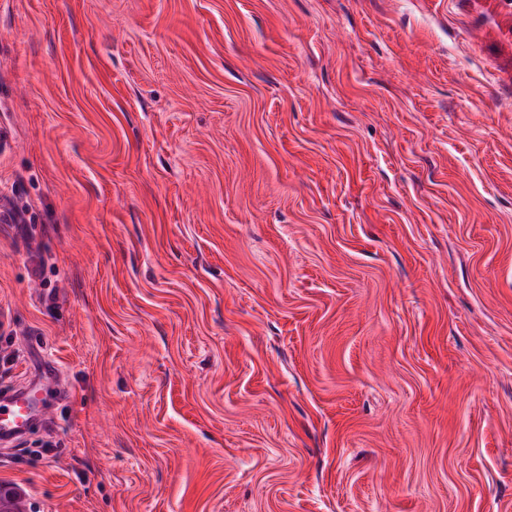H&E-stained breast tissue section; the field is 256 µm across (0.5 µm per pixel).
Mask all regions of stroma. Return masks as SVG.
Here are the masks:
<instances>
[{
	"label": "stroma",
	"instance_id": "35a3bbf8",
	"mask_svg": "<svg viewBox=\"0 0 512 512\" xmlns=\"http://www.w3.org/2000/svg\"><path fill=\"white\" fill-rule=\"evenodd\" d=\"M0 196L26 512H512V0H0ZM62 382L58 376L57 367L50 362L41 364L38 375L21 390H15L10 395H1L0 399V442L1 445L14 441L22 436L29 422L41 410L39 405L43 398L41 394L49 392L61 395Z\"/></svg>",
	"mask_w": 512,
	"mask_h": 512
}]
</instances>
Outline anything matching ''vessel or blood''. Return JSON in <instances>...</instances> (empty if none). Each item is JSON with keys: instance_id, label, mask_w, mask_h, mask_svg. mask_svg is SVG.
Returning <instances> with one entry per match:
<instances>
[{"instance_id": "b4317fda", "label": "vessel or blood", "mask_w": 512, "mask_h": 512, "mask_svg": "<svg viewBox=\"0 0 512 512\" xmlns=\"http://www.w3.org/2000/svg\"><path fill=\"white\" fill-rule=\"evenodd\" d=\"M62 382L57 367L42 363L33 380L22 389L0 398V442L7 443L22 436L29 422L39 414L41 397L49 392H60Z\"/></svg>"}]
</instances>
